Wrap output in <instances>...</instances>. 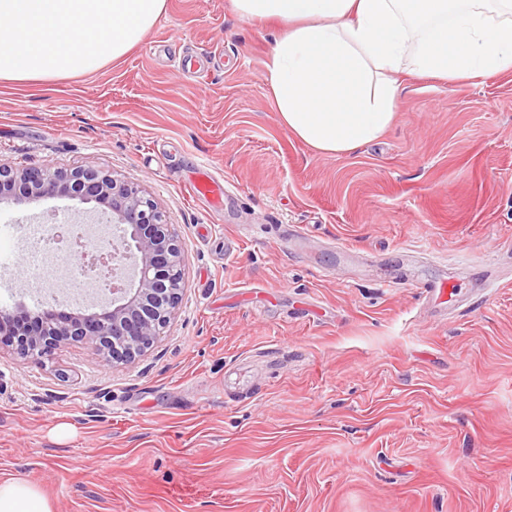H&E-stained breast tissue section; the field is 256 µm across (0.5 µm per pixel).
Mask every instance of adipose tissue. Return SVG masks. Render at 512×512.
<instances>
[{
  "label": "adipose tissue",
  "instance_id": "adipose-tissue-1",
  "mask_svg": "<svg viewBox=\"0 0 512 512\" xmlns=\"http://www.w3.org/2000/svg\"><path fill=\"white\" fill-rule=\"evenodd\" d=\"M280 32L266 63L288 132L347 156L393 124L394 73L512 72V0H232ZM167 0H0V86L95 71L138 45ZM0 512H52L31 484L0 483Z\"/></svg>",
  "mask_w": 512,
  "mask_h": 512
}]
</instances>
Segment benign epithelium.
<instances>
[{
    "label": "benign epithelium",
    "instance_id": "benign-epithelium-1",
    "mask_svg": "<svg viewBox=\"0 0 512 512\" xmlns=\"http://www.w3.org/2000/svg\"><path fill=\"white\" fill-rule=\"evenodd\" d=\"M55 197L92 203L106 223L124 227L119 243L100 240L90 258V266L107 263L110 271L120 274L112 288V309L90 314L49 310L30 315L23 309L3 313L0 352L43 357L70 342H85L101 352L108 366L132 363L163 334L181 304L184 254L178 238L138 184L105 169H17L0 164V199Z\"/></svg>",
    "mask_w": 512,
    "mask_h": 512
}]
</instances>
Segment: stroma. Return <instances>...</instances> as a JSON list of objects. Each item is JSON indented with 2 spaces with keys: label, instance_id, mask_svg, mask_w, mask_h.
I'll use <instances>...</instances> for the list:
<instances>
[{
  "label": "stroma",
  "instance_id": "35a3bbf8",
  "mask_svg": "<svg viewBox=\"0 0 512 512\" xmlns=\"http://www.w3.org/2000/svg\"><path fill=\"white\" fill-rule=\"evenodd\" d=\"M274 33L168 0L97 71L0 86V163L137 182L184 252L179 310L134 363L0 353V482L53 512H512V74L401 77L383 137L328 156L280 122ZM201 160L223 209L188 183ZM65 210L90 218L0 200V256L28 254L11 223ZM378 261L455 284V308L384 287ZM30 274L0 273V312L101 300Z\"/></svg>",
  "mask_w": 512,
  "mask_h": 512
}]
</instances>
